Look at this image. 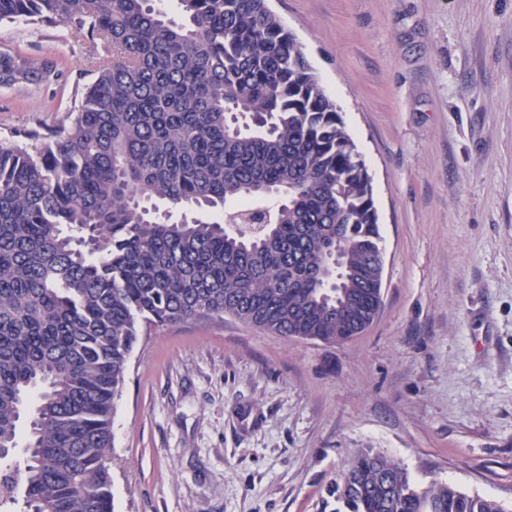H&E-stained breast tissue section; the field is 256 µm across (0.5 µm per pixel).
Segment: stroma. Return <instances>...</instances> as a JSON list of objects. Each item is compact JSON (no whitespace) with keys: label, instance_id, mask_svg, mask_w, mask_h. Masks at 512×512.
Returning <instances> with one entry per match:
<instances>
[{"label":"stroma","instance_id":"obj_1","mask_svg":"<svg viewBox=\"0 0 512 512\" xmlns=\"http://www.w3.org/2000/svg\"><path fill=\"white\" fill-rule=\"evenodd\" d=\"M372 177L383 307L327 345L233 317L165 326L112 418L114 512H319L360 450L512 504V0H269ZM0 23V142L64 123L106 56ZM42 78V69L35 66L32 62L22 61L21 64H17L14 60L8 58L0 60L1 82L33 81Z\"/></svg>","mask_w":512,"mask_h":512}]
</instances>
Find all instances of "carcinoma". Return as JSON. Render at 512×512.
<instances>
[{
  "instance_id": "cac0c4a2",
  "label": "carcinoma",
  "mask_w": 512,
  "mask_h": 512,
  "mask_svg": "<svg viewBox=\"0 0 512 512\" xmlns=\"http://www.w3.org/2000/svg\"><path fill=\"white\" fill-rule=\"evenodd\" d=\"M177 8L0 0V22L109 51L69 124L0 143V512H112V416L151 328L230 315L340 344L381 304L372 178L302 44L267 0ZM41 78L0 60L3 82ZM320 512L506 510L369 448Z\"/></svg>"
}]
</instances>
